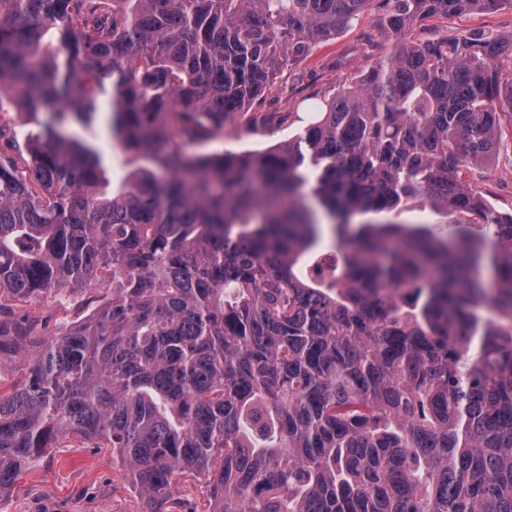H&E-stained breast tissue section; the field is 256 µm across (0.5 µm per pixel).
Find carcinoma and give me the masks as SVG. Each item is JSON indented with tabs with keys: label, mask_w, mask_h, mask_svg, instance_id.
Returning <instances> with one entry per match:
<instances>
[{
	"label": "carcinoma",
	"mask_w": 512,
	"mask_h": 512,
	"mask_svg": "<svg viewBox=\"0 0 512 512\" xmlns=\"http://www.w3.org/2000/svg\"><path fill=\"white\" fill-rule=\"evenodd\" d=\"M370 2L0 0V112L35 128L0 156V492L75 437L148 512L186 477L204 512H512V214L463 179L512 35L406 38L504 0H383L361 79L213 148L288 119L245 108ZM49 297L88 313L39 330Z\"/></svg>",
	"instance_id": "carcinoma-1"
}]
</instances>
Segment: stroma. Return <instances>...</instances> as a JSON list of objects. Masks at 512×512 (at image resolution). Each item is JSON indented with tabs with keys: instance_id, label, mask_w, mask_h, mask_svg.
<instances>
[{
	"instance_id": "stroma-1",
	"label": "stroma",
	"mask_w": 512,
	"mask_h": 512,
	"mask_svg": "<svg viewBox=\"0 0 512 512\" xmlns=\"http://www.w3.org/2000/svg\"><path fill=\"white\" fill-rule=\"evenodd\" d=\"M384 13L381 0L368 8L336 37L322 41L300 61L284 66L274 88L256 99L255 112H286L290 118L263 135L225 132L224 148L258 151L293 136L300 128L299 113L306 97L329 98L368 63L367 41L382 42L378 26ZM469 31L512 34V0L493 11L469 12L418 22L408 40L454 36ZM502 138L492 161L466 172L465 178L502 213L512 212V115L501 114ZM0 512H146L111 452L92 444L69 443L24 468L13 488L0 496Z\"/></svg>"
}]
</instances>
